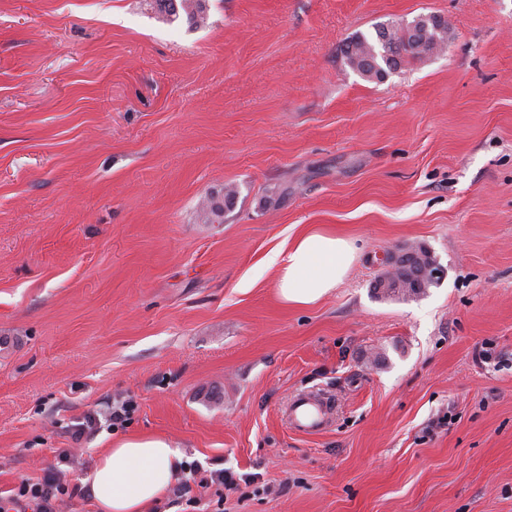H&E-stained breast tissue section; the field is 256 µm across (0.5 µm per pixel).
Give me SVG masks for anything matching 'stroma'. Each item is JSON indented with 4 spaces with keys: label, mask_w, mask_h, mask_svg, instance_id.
<instances>
[{
    "label": "stroma",
    "mask_w": 512,
    "mask_h": 512,
    "mask_svg": "<svg viewBox=\"0 0 512 512\" xmlns=\"http://www.w3.org/2000/svg\"><path fill=\"white\" fill-rule=\"evenodd\" d=\"M420 14L443 52L380 82L345 65L348 37ZM308 227L356 255L298 308L272 260ZM418 245L438 285L379 297ZM316 389L333 423L296 434ZM90 411L64 512H96L81 481L131 434L255 475L196 512H512V0H206L198 25L0 0V492ZM332 407L331 398L318 391L298 392L288 404L289 427L303 435L320 434L327 428V415Z\"/></svg>",
    "instance_id": "stroma-1"
}]
</instances>
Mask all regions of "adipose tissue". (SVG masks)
<instances>
[{
	"mask_svg": "<svg viewBox=\"0 0 512 512\" xmlns=\"http://www.w3.org/2000/svg\"><path fill=\"white\" fill-rule=\"evenodd\" d=\"M354 253L348 240L327 229L312 227L293 237L278 261L281 301L316 304L345 281ZM183 459L164 436H128L100 453L86 483L100 512H147Z\"/></svg>",
	"mask_w": 512,
	"mask_h": 512,
	"instance_id": "ef3b65f1",
	"label": "adipose tissue"
}]
</instances>
